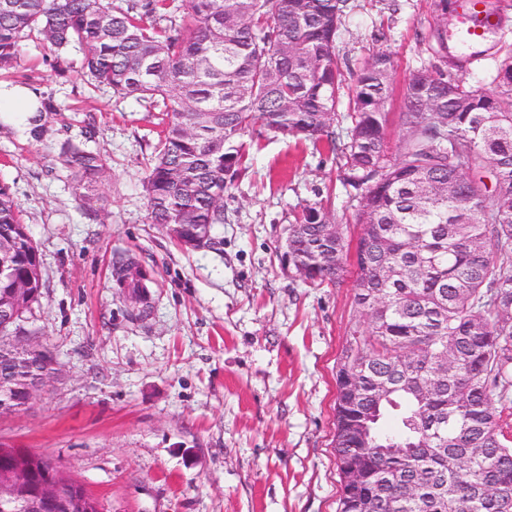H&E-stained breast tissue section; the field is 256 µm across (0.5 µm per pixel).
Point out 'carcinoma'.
I'll return each instance as SVG.
<instances>
[{
  "label": "carcinoma",
  "mask_w": 512,
  "mask_h": 512,
  "mask_svg": "<svg viewBox=\"0 0 512 512\" xmlns=\"http://www.w3.org/2000/svg\"><path fill=\"white\" fill-rule=\"evenodd\" d=\"M348 0H0V70L17 63L25 40L58 55L84 49L80 75L116 95L148 100L162 112L163 135L143 181L148 219L209 225L207 250H220L224 192L247 172L249 140L272 133L327 144L342 183L359 203L356 263L346 235L330 243L321 208L303 207L293 253L313 268L311 283L353 277L354 303L366 318L344 350L359 367L361 393L347 409L360 434L336 431V460L359 466L360 492L338 512H512V441L493 403L512 391V82L490 77L475 89L462 76L421 69L405 83L397 116L393 59L375 53L344 89L336 36ZM177 26H160L175 20ZM448 57V26L430 34ZM348 96L347 138L331 128ZM463 99L461 112L453 99ZM402 131L390 146V128ZM63 164L76 186L105 177L98 154L71 146ZM494 181L489 190L485 174ZM456 184L450 193L445 186ZM0 333L24 347L37 334L42 259L19 204L0 186ZM117 282L147 304L146 274L123 264ZM22 284L28 296L3 305ZM454 354L443 369L442 355ZM36 374L55 359L32 356ZM384 380V397L374 391ZM433 386L420 397L418 386ZM470 458L463 471L448 459Z\"/></svg>",
  "instance_id": "1"
}]
</instances>
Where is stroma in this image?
Returning a JSON list of instances; mask_svg holds the SVG:
<instances>
[{
  "label": "stroma",
  "instance_id": "obj_1",
  "mask_svg": "<svg viewBox=\"0 0 512 512\" xmlns=\"http://www.w3.org/2000/svg\"><path fill=\"white\" fill-rule=\"evenodd\" d=\"M501 28L465 76L483 86L512 52V0H490ZM455 0H350L341 62L394 61L390 112L409 74L433 68L426 37ZM81 54L22 46L0 82L51 101L38 136L0 124V185L22 209L43 260L37 344L58 361L23 410L0 416V445L55 460L104 512H337L332 448L336 364L362 325L351 283L311 285L282 270L281 237L301 206L331 221L357 203L335 153L264 135L224 194L220 252L191 253L147 218L143 178L161 130L149 103L95 90ZM74 143L109 172L89 198L61 161ZM129 258L150 280L137 317L115 283Z\"/></svg>",
  "mask_w": 512,
  "mask_h": 512
}]
</instances>
